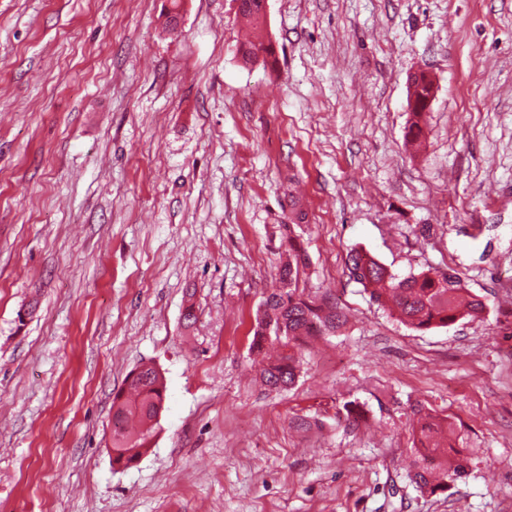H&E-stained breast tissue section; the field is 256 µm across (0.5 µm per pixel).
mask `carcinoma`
<instances>
[{"label":"carcinoma","instance_id":"carcinoma-1","mask_svg":"<svg viewBox=\"0 0 512 512\" xmlns=\"http://www.w3.org/2000/svg\"><path fill=\"white\" fill-rule=\"evenodd\" d=\"M239 11L248 21L256 39L241 44L239 52L246 61L271 53V45L261 40L265 0H239ZM411 87L415 103L410 105L413 121L409 134H422L424 112L434 96L429 75L414 76ZM309 263V255L296 237L286 240L285 259L278 266L280 288L268 294L257 312L250 349L261 352L267 343L277 341L288 348L280 357L261 363V381L272 390L290 389L300 374L299 349L310 336L336 332L345 324L343 312L325 301L305 293L298 281ZM349 276L369 293L370 300L386 308L400 322L425 332L458 322L481 321L490 308L489 299L467 287L452 267L431 268L420 273L399 276L361 249H351L346 257ZM165 385L161 372L142 365L131 370L124 387L112 398V463L129 467L151 447L158 410L163 407ZM421 449L410 479L422 493L433 495L448 488V483L466 479L470 461L457 457L450 461L436 455L448 444V431L435 424L420 429Z\"/></svg>","mask_w":512,"mask_h":512}]
</instances>
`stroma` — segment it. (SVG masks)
Wrapping results in <instances>:
<instances>
[{"mask_svg":"<svg viewBox=\"0 0 512 512\" xmlns=\"http://www.w3.org/2000/svg\"><path fill=\"white\" fill-rule=\"evenodd\" d=\"M170 7L0 0V512H512V0H267L254 63L236 0H181L174 30ZM294 198L299 286L348 322L276 391L250 329ZM354 247L456 268L489 313L414 331ZM142 364L164 408L118 468ZM424 413L472 459L434 496L408 478ZM411 87H413V95L409 93V106L413 115V121L409 126V135L418 138L422 134L420 125L424 112L429 109L431 100L434 96L433 80L426 73H420L414 76ZM415 97V105L412 98ZM164 393L163 376L156 367L142 365L127 374L124 387L112 398L113 465L129 467L151 447ZM132 422L135 428L130 427Z\"/></svg>","mask_w":512,"mask_h":512,"instance_id":"35a3bbf8","label":"stroma"}]
</instances>
